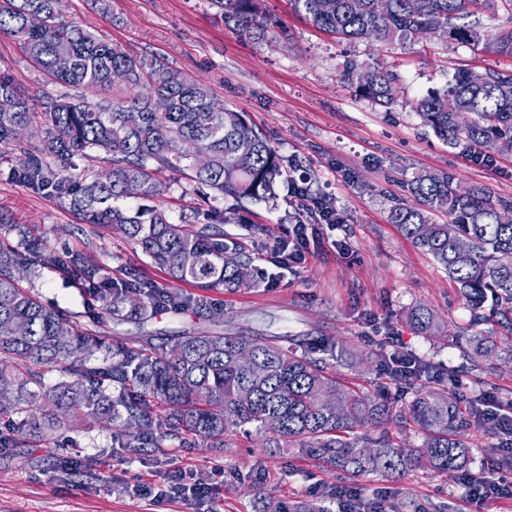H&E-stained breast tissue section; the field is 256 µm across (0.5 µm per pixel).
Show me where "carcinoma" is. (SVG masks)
<instances>
[{
	"instance_id": "carcinoma-1",
	"label": "carcinoma",
	"mask_w": 512,
	"mask_h": 512,
	"mask_svg": "<svg viewBox=\"0 0 512 512\" xmlns=\"http://www.w3.org/2000/svg\"><path fill=\"white\" fill-rule=\"evenodd\" d=\"M59 0H0V33L14 37L28 56L58 82L85 90L114 87L112 72L127 81L109 99L57 101L42 112L0 74V146L17 154L12 178L35 193H50L82 216L96 235L118 231L164 271L171 283H192L202 290L234 292L258 284L237 243L224 241L220 223L176 224L157 206L125 210L129 198L155 200V174L169 171L237 201L265 202L296 169L278 154L264 131L239 137L247 115L225 107L216 112L207 85L174 70L153 55L133 57L95 33L65 20ZM263 0H210L224 24L244 35L266 39L274 26ZM291 10L314 27L339 39L372 38L387 45L411 46L429 30L443 43L472 45L512 57V31L491 33L485 15L512 17V0H289ZM62 50L71 66H56ZM343 77L362 96L382 104L398 101V76L378 64L350 58ZM423 125L451 148L491 162L485 145L512 139V71H463L448 88L410 100ZM37 126L41 138L17 135ZM104 154L106 167L71 175L74 159ZM415 206L391 211L416 247L442 268L476 311L491 302L498 324L512 333V201L497 199L483 186L457 191L449 173L415 177ZM444 209L448 223L432 222L430 211ZM17 240L0 235V416L22 414L0 448L46 443L62 427L84 416L127 448L165 452L168 442L183 445L209 440L224 447L229 428L254 424L272 434L276 448H297L336 470L353 474L379 471L399 476L425 468L445 476L465 469L473 448L464 439L471 413L462 410L446 383L418 390L400 404L371 396L360 387L343 388L313 343L275 344L232 334L184 333L143 336L133 346L105 344L101 330L112 317L145 315L157 308L189 306L175 288L112 277L89 248L62 260L29 239L14 225ZM39 267L88 285L100 311L87 319L45 305L20 279ZM421 335L439 333L432 310L415 307L407 315ZM472 360L498 354L483 336L472 339ZM98 352L103 358L90 363ZM414 373L398 379L411 388L443 372L418 357ZM59 374L48 387L44 375ZM415 424L424 441L406 448L383 428L387 422ZM264 512H328L316 498L273 504Z\"/></svg>"
}]
</instances>
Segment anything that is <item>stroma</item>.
<instances>
[{"instance_id":"1","label":"stroma","mask_w":512,"mask_h":512,"mask_svg":"<svg viewBox=\"0 0 512 512\" xmlns=\"http://www.w3.org/2000/svg\"><path fill=\"white\" fill-rule=\"evenodd\" d=\"M276 25L273 38L254 40L225 26L208 0H61L65 19L100 34L131 54L162 56L174 69L202 80L217 101L247 114L264 129L278 154L299 159L312 189L329 197L341 221L319 225L304 264L283 269L267 261L289 225L310 223L291 203L286 187L275 200L237 206L171 173H159V200L173 221L223 222L224 234L249 251L277 287L257 285L229 293L180 284L192 308H167L145 319L113 321L110 341L136 344L142 336L184 332L231 333L248 338L317 342L345 383L372 392L381 366L396 347L439 369L455 371L456 393L466 402L512 398V364L487 361L471 367V337L489 336L500 350L512 335L495 322L475 323L456 285L395 224L390 212L410 204L407 186L419 174L449 172L458 187H487L512 200V153L495 156L491 168L475 165L422 125L409 99L440 90L465 70H508L512 59L427 36L411 47L371 39L339 40L292 12L288 0H266ZM381 64L396 73L405 94L389 106L356 93L341 76L345 60ZM0 73L10 75L37 106L74 96L45 76L10 37L0 35ZM16 163L0 152V213L27 225L49 247L64 252L87 245L104 249L115 278L136 272L166 282L165 273L121 233L90 239L77 215L59 199L37 194L8 172ZM31 285L49 304L80 315L79 285L58 271L39 270ZM434 311L439 336L426 339L407 322L413 307ZM221 448L170 445L167 455L116 448L108 433L86 418L62 428L46 447L0 448V512H262L268 500L305 498L318 492L329 512H342L334 491L342 486L372 497L390 492L389 503L443 501L457 512L465 487L414 469L398 479L380 472L351 479L302 457L294 448L270 451L256 426L228 432ZM184 498H161L173 477Z\"/></svg>"}]
</instances>
